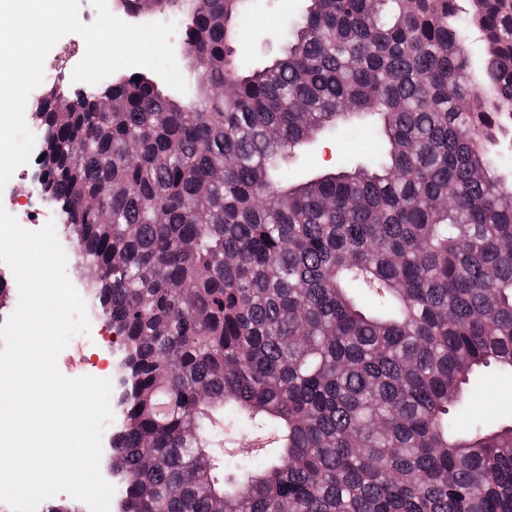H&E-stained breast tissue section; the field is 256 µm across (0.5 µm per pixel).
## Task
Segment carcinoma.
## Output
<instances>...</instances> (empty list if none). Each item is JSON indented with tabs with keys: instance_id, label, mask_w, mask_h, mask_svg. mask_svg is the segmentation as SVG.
Returning <instances> with one entry per match:
<instances>
[{
	"instance_id": "cac0c4a2",
	"label": "carcinoma",
	"mask_w": 512,
	"mask_h": 512,
	"mask_svg": "<svg viewBox=\"0 0 512 512\" xmlns=\"http://www.w3.org/2000/svg\"><path fill=\"white\" fill-rule=\"evenodd\" d=\"M246 2L122 0L178 21L192 96L133 72L32 115L120 338L121 512H512V422L454 420L512 374V0H307L264 66ZM367 118L384 149L296 178ZM245 423L258 471L215 458Z\"/></svg>"
}]
</instances>
